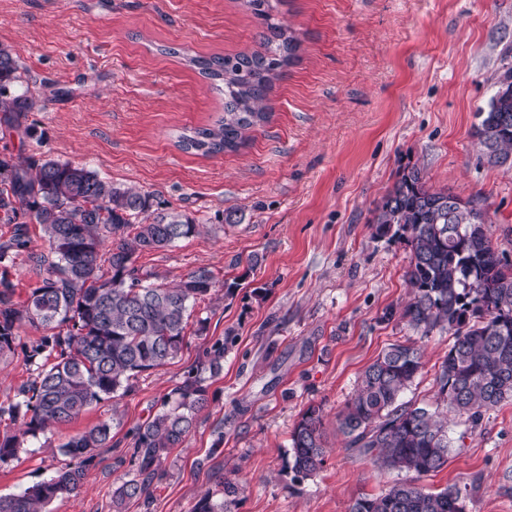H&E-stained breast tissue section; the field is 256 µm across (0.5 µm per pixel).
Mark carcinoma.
<instances>
[{"label": "carcinoma", "mask_w": 512, "mask_h": 512, "mask_svg": "<svg viewBox=\"0 0 512 512\" xmlns=\"http://www.w3.org/2000/svg\"><path fill=\"white\" fill-rule=\"evenodd\" d=\"M247 5L261 20L263 51L188 58L203 76L222 84L224 115L212 127L181 132L178 145L185 151H237L249 130L268 121L264 97L296 58L299 40L274 21L270 0ZM19 69L17 57L1 45L3 122L31 138L35 128L22 117L33 101L16 93ZM477 117L475 136L486 163L498 167L512 160V83L496 85ZM0 222L13 225L10 238L0 243V264L24 254L45 272L22 302L15 300L17 283L0 272V357L15 352L23 326L48 331L24 353L31 379L18 388L16 400L0 407V417L20 423L18 431L0 434V463H6L17 457L23 437L71 423L138 375L175 360L184 347L189 308L211 295L217 279L200 267L173 287L150 282L154 274L137 266L139 255L192 237L202 224L165 212L149 192L118 186L70 162L0 156ZM30 224L42 226L46 247L40 252L30 250ZM485 224L486 212L452 193L430 191L417 167L401 175L372 220L373 238L402 239L410 248V298L401 318L424 336L435 330L452 336L436 372L435 403L401 401L423 368L422 347L407 340L390 345L364 369L356 392L336 413L345 447L381 469L416 479L441 470L452 440L440 406L466 417L474 430L485 412L512 400V263L494 248ZM231 341L227 335L205 352L202 366L211 376L222 371ZM208 404L206 379L192 367L161 409L131 430L130 469L117 478L115 508L153 497L161 462L191 436ZM111 441L107 421L70 437L59 451L71 462L22 494L0 495V512H47L54 500L80 489L96 449L113 447ZM290 454L299 476L322 469L320 408L308 407L294 426ZM239 483L224 479L222 498L208 491L194 512H229ZM348 512H464V498L455 485L431 491L415 479L400 480L356 498Z\"/></svg>", "instance_id": "cac0c4a2"}]
</instances>
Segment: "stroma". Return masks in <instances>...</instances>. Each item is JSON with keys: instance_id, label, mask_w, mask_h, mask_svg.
Listing matches in <instances>:
<instances>
[{"instance_id": "1", "label": "stroma", "mask_w": 512, "mask_h": 512, "mask_svg": "<svg viewBox=\"0 0 512 512\" xmlns=\"http://www.w3.org/2000/svg\"><path fill=\"white\" fill-rule=\"evenodd\" d=\"M276 20L300 47L268 93L269 120L237 151L205 157L179 148L177 135L222 116L224 96L162 49L259 50L261 26L243 0H0V44L19 58L36 101L26 121L37 129L22 141L0 123V152L86 166L203 222L201 233L138 257L160 282L201 267L220 281L244 279L236 297L219 289L192 309L177 359L78 420L26 438L0 464V495L49 479L67 462L59 445L111 419L114 447L98 449L81 489L49 512H193L234 469L244 482L232 512H348L398 480L345 448L336 414L364 368L409 339L424 367L403 398L432 402L452 338L421 336L401 319L410 249L373 238L370 223L403 171L417 167L430 190L482 206L494 247L512 260V170L488 165L473 136L512 50V0H281ZM231 209L242 223L221 221ZM228 331L235 342L207 381L209 407L163 461L151 503L114 510L131 428ZM44 334L23 327L15 353L0 357V403L27 381L23 351ZM312 405L323 409L327 455L302 478L290 438ZM448 434L446 466L421 485L457 486L466 512H512V401L473 431L449 415Z\"/></svg>"}]
</instances>
